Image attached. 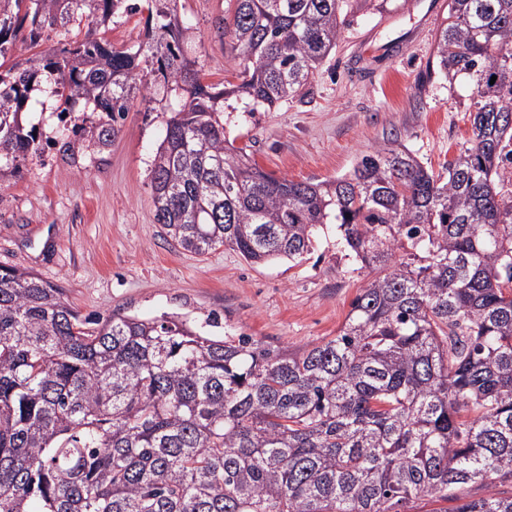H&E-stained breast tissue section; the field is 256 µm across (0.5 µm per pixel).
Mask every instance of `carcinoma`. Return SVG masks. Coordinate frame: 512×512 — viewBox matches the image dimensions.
Returning a JSON list of instances; mask_svg holds the SVG:
<instances>
[{
  "label": "carcinoma",
  "mask_w": 512,
  "mask_h": 512,
  "mask_svg": "<svg viewBox=\"0 0 512 512\" xmlns=\"http://www.w3.org/2000/svg\"><path fill=\"white\" fill-rule=\"evenodd\" d=\"M244 95L301 94L347 17L374 0H229ZM176 0H146L138 48L106 27L129 0H0V57L44 29L59 50L0 72V180L41 154L22 111L41 71L58 112L98 120L66 152L109 145L137 91L175 93L151 164L155 219L183 250L295 260L335 224L378 271L339 333L311 348L207 336L179 316L89 319L64 289L0 268V512H512V0H448L437 70L470 85L472 145L439 172L408 148L318 183L277 178L224 138L218 96L181 53ZM496 81H491V77ZM403 249L405 254L397 256Z\"/></svg>",
  "instance_id": "cac0c4a2"
}]
</instances>
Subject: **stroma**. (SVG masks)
<instances>
[{
  "mask_svg": "<svg viewBox=\"0 0 512 512\" xmlns=\"http://www.w3.org/2000/svg\"><path fill=\"white\" fill-rule=\"evenodd\" d=\"M224 9L225 0L177 2L190 25L182 53L217 92L240 68L219 27ZM447 16L448 0H387L357 12L296 98L255 111L243 97L219 100L226 139L263 171L296 182L340 177L362 155L399 144L440 170L472 138L469 87L448 84L433 64ZM53 86L42 75L27 121L54 149L0 180V267L64 288L83 316L179 313L209 335L279 347L338 334L372 271L357 267L336 225L320 226L297 261L252 264L224 247L186 252L154 218L150 171L169 117L164 88L130 101L109 146L71 157L62 146L75 132L57 119Z\"/></svg>",
  "mask_w": 512,
  "mask_h": 512,
  "instance_id": "stroma-1",
  "label": "stroma"
}]
</instances>
